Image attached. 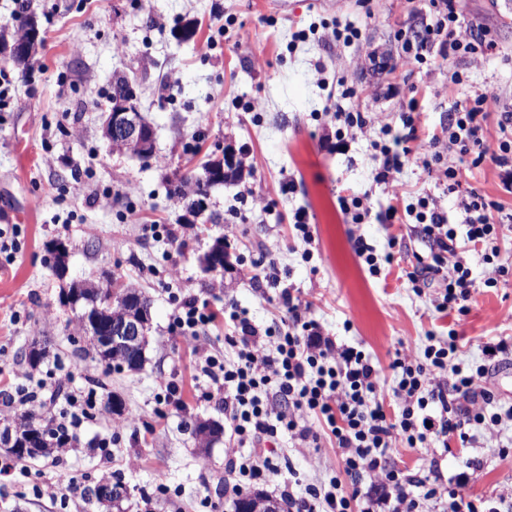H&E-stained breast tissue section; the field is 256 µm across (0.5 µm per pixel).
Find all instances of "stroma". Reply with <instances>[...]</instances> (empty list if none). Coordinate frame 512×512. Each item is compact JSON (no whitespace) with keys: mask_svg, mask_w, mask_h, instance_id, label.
<instances>
[{"mask_svg":"<svg viewBox=\"0 0 512 512\" xmlns=\"http://www.w3.org/2000/svg\"><path fill=\"white\" fill-rule=\"evenodd\" d=\"M44 40L29 69L0 58V71L13 80L0 111V427L22 410L13 395L33 391L41 413L79 415L81 425L67 448L40 460L19 461L0 446V512H89L80 490L122 477L134 490L128 512H231L226 487L231 423L224 407L207 399V377L173 329L177 298L223 309L232 300L260 325L284 318L282 289L307 301V319L337 341L361 346L382 369L378 394L388 412L399 409L389 368L399 345L422 349L428 333L444 336L449 321L434 310L432 290L406 288L400 273L425 245L416 228L388 226V207L404 210L418 197L436 198L450 222L460 220L455 196L418 162L398 176L403 195L393 199L375 180V141L382 126L399 128L401 115L418 114V134L441 133L453 104L448 81L461 73L460 97L494 94L512 104V0H459L460 19L487 29L496 48L472 64L432 54L427 63L408 60L396 35L419 28L431 13L429 0H32ZM228 32L209 34V24ZM317 34H310L311 25ZM360 31L352 44L336 41V25ZM213 36L208 56L196 52ZM140 83V107L156 131V155L165 165L112 150L102 135L103 107L114 74ZM343 81L351 97L336 101L329 86ZM257 111H248L249 103ZM342 105L369 113L372 124L347 152L332 151L320 113ZM248 156L241 178L210 189L207 214L195 217L170 185L226 150ZM463 187L499 201L512 211L491 162L458 163ZM133 196H126L127 187ZM367 196L371 215L348 223L338 196ZM309 213L314 241L305 245L293 230L297 208ZM162 232H152V225ZM399 234L389 247L391 234ZM363 235L378 252H394L391 275L381 281L360 265L351 236ZM223 237V275L203 272L199 258ZM279 241L277 279L256 262L261 244ZM68 252L58 276L51 250ZM319 253L316 264L302 258ZM116 281L152 300V322L140 370H105L89 338L65 303V284L103 286ZM459 333V359L482 362L481 346L491 336H512V274L497 287L477 289ZM47 356L38 368L25 359L33 341ZM175 382L178 401H166ZM124 412L140 414L123 425L105 412L108 399ZM201 422L225 433L210 445L195 435ZM290 474L259 483L281 499L288 480L298 485L328 483L338 472L330 449L274 446ZM463 462L459 448L428 454L393 449L401 471L436 467L441 478ZM466 497L512 495V453L485 455L483 467L460 487Z\"/></svg>","mask_w":512,"mask_h":512,"instance_id":"stroma-1","label":"stroma"}]
</instances>
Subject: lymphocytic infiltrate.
<instances>
[{
  "mask_svg": "<svg viewBox=\"0 0 512 512\" xmlns=\"http://www.w3.org/2000/svg\"><path fill=\"white\" fill-rule=\"evenodd\" d=\"M431 5L433 21L402 37L409 59L423 64L435 50L473 58L494 50L486 29L462 27L456 0H431ZM460 83L457 74L448 82L454 109L448 114L447 139L432 135L420 141L418 151H411L418 115L404 113L405 135L378 146L382 162L376 180L385 184L388 193L398 195L396 176L415 155L456 195L462 213L456 224L425 196L406 208L427 251L415 254L403 278L410 288L435 289L437 313L462 318L469 312L477 285L497 287L499 279L512 272L500 262L497 248L498 241L512 231V214L476 190L462 189L450 155L470 157L475 166L491 160L506 191L512 193V109L488 95L470 105L459 102ZM491 117L497 125L492 145L485 136ZM465 243L480 247L484 264L491 267L483 283H476L461 252ZM282 303L288 320L274 325L255 324L235 303H225L235 329L226 339L232 351L228 357L202 354L200 332L215 314L199 308L194 300L179 301L173 327L192 353L201 354V372L223 391L224 413L238 447L272 443L282 434L312 445L328 439L343 477L332 478L326 486L308 484L299 493L285 489L288 512H423L427 501L444 506L446 512H512V502L505 498L466 499L458 494V487L481 468V457H466L462 471L444 485L426 476L403 477L389 465L399 443L426 450L437 443L446 448L456 442L464 449L479 444L507 455L499 433L512 424V405L502 406L485 381L503 355L512 352V339L483 343L484 362L473 369L458 362V333L453 329L444 338L428 334L422 354L397 348L389 368L401 410L391 416L378 397L380 371L371 358L356 346L325 336L306 320L301 300L290 291H283ZM310 415L322 423V431L306 425ZM280 473L275 455H241L230 465L232 489L239 493Z\"/></svg>",
  "mask_w": 512,
  "mask_h": 512,
  "instance_id": "obj_1",
  "label": "lymphocytic infiltrate"
}]
</instances>
